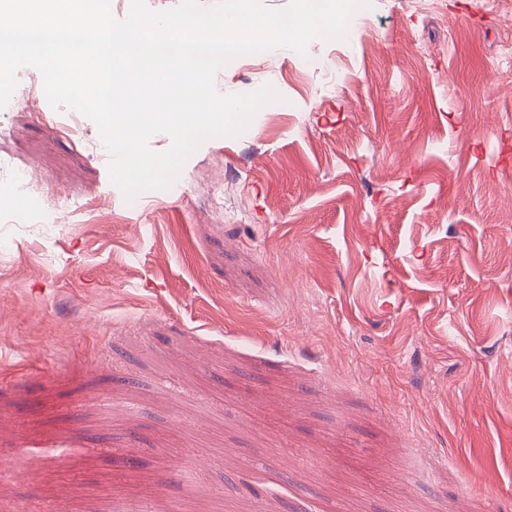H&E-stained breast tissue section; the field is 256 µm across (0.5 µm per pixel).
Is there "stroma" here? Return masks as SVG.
<instances>
[{"instance_id": "obj_1", "label": "stroma", "mask_w": 512, "mask_h": 512, "mask_svg": "<svg viewBox=\"0 0 512 512\" xmlns=\"http://www.w3.org/2000/svg\"><path fill=\"white\" fill-rule=\"evenodd\" d=\"M364 14L221 70L284 107L131 202L0 107L73 214L0 224V512H512V0Z\"/></svg>"}]
</instances>
